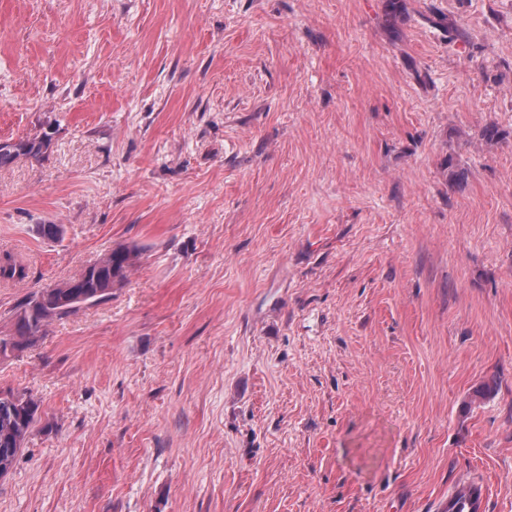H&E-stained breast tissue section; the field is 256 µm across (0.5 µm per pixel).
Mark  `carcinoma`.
I'll list each match as a JSON object with an SVG mask.
<instances>
[{
	"mask_svg": "<svg viewBox=\"0 0 512 512\" xmlns=\"http://www.w3.org/2000/svg\"><path fill=\"white\" fill-rule=\"evenodd\" d=\"M49 147L50 139L46 137L0 143V168L21 157L39 160ZM134 256L129 248H116L65 281L66 287L50 292L42 288L28 294L16 308L12 333L0 335V356L34 344L52 321L111 298L112 286L127 278ZM27 277L28 267L22 259L9 252L0 255V283L22 284ZM39 416L40 403L30 394L0 390V464H15ZM479 500L478 490L462 488L449 500L448 512H479Z\"/></svg>",
	"mask_w": 512,
	"mask_h": 512,
	"instance_id": "carcinoma-1",
	"label": "carcinoma"
}]
</instances>
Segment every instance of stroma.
<instances>
[{
    "mask_svg": "<svg viewBox=\"0 0 512 512\" xmlns=\"http://www.w3.org/2000/svg\"><path fill=\"white\" fill-rule=\"evenodd\" d=\"M43 136L0 331L135 258L0 359V512H512V0H0V141ZM134 256L135 252L129 248L113 249L104 258L88 265L77 277L63 282L70 288L53 286L49 293L42 288L28 294L16 308L12 333L0 334V356L7 357L13 351L34 344L55 319L111 298L112 286L127 278ZM63 298L67 303H61ZM40 403L24 391L0 390V464L16 458L40 416ZM480 495L477 489L462 488L448 502V512H479Z\"/></svg>",
    "mask_w": 512,
    "mask_h": 512,
    "instance_id": "35a3bbf8",
    "label": "stroma"
}]
</instances>
